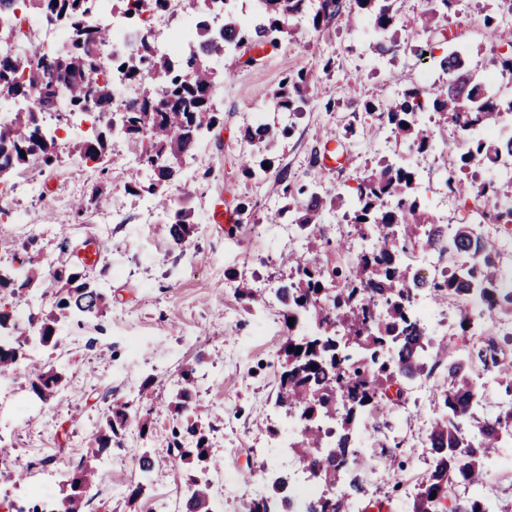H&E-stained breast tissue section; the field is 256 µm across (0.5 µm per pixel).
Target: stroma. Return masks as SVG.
<instances>
[{
    "instance_id": "stroma-1",
    "label": "stroma",
    "mask_w": 512,
    "mask_h": 512,
    "mask_svg": "<svg viewBox=\"0 0 512 512\" xmlns=\"http://www.w3.org/2000/svg\"><path fill=\"white\" fill-rule=\"evenodd\" d=\"M496 7L495 0H457V13L450 18L452 28L460 32L452 49L480 72L494 45L483 18ZM294 27L295 40L268 49L258 64L229 75L217 72L214 104L224 114V125L200 144L192 177L178 176L156 197L153 215H146L141 200L126 190L125 155L140 152L141 143L114 132L108 136V150L121 160L107 172L67 152L57 168L32 164L10 175V182L29 179L38 190L0 199V267L25 274V227L38 225L39 277L34 286L48 310L61 289L48 271L61 234H68L77 257L88 243L100 240L105 248L89 274L111 303L104 317L60 320L62 347L30 348L25 371L11 376L13 399L0 405V442L11 450L6 464L27 468L28 473L20 482L9 473L0 476V512H7L9 500L57 499L60 481L57 476L45 478V470L58 474L92 448L113 392L129 401L132 412L151 421L155 468L145 493L128 504L126 488L138 479L131 445L139 440L137 425H130L126 447L104 456L93 512H166V499L183 493L181 473L168 451L172 415L140 389L149 378L154 393L169 396L181 369L195 363L202 373L195 414L209 432L211 452L223 461L224 512H241L245 501L264 492L265 470L292 465V452L271 435L288 418L276 403L279 349L288 335L283 306L274 300L263 312L247 313L236 288L243 282L268 291L286 281L288 270L280 263L286 250L308 253L324 267L336 262L335 240L345 239L344 252L351 256L360 252L362 240L353 226L337 224V216L344 213L339 207L326 214L325 238L316 248H308L301 236L290 243L276 241L267 227L286 198L275 172L285 168L297 183L350 193L357 177L401 150L386 121L362 112L361 104L378 98L392 101L409 86L427 88L444 80L437 60H420L407 52L375 55L351 16H341L319 32L303 20ZM327 56L334 58L335 68L323 78L306 111L289 117L290 134L270 153L274 172L262 180L244 177L241 165L247 147L242 129L272 117L268 98L289 73L310 69ZM331 98L336 106L328 112L324 105ZM330 143L344 151L345 163L310 166L311 151ZM101 183L106 189L97 205L76 214L74 202L89 197ZM243 199L254 209L241 216L235 229L213 223L216 205L232 209ZM182 205L192 208L197 226L192 243L180 248L168 235L167 220ZM116 210L122 214L118 224L112 221ZM47 365L64 372L68 383L53 404L42 405L32 398L29 382ZM420 380L430 391L407 418L413 437L425 433L435 403L448 387L446 364L436 365ZM361 452L370 460L362 472L365 501L376 505L388 500L389 512H403L428 467L425 448L397 449L403 468L396 489L382 477L378 448L366 445Z\"/></svg>"
}]
</instances>
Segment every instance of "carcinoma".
<instances>
[{"label": "carcinoma", "instance_id": "cac0c4a2", "mask_svg": "<svg viewBox=\"0 0 512 512\" xmlns=\"http://www.w3.org/2000/svg\"><path fill=\"white\" fill-rule=\"evenodd\" d=\"M308 0H262L261 21L249 26L237 18L224 21V28L211 30L200 23L196 41L203 49L183 61L155 57L150 42L167 37L168 32L147 25L149 40L140 42L129 54L113 60L122 70L125 83L137 88L134 97L123 96V85L99 83L93 74L99 68V50L112 40L105 26L89 23L93 0H0V13L16 17L15 38L27 39L30 33L23 22L36 14L45 23L61 25L69 31L70 46L55 55L37 59L19 54L12 47L0 48V102L27 101L26 109L0 123V170L20 168L32 159L51 169L61 161L55 138H47L41 128L42 115L59 111L60 101L69 110H80L93 103L107 115L120 103L122 130L142 141L144 148L138 171L141 177L127 183V191L139 198L158 195L180 172L188 156L195 153L204 133L224 124V113L214 108L215 73L212 58H224L231 71L250 66L256 57L245 58L247 49L277 47L292 37V19L305 13ZM394 0H353L358 16L367 18L377 36L379 52L397 54L402 44L399 30L413 26L393 9ZM439 9L423 21V33L436 43L454 38L452 29L440 24L455 0H436ZM497 12L484 17L490 35H497L504 18H512V0H497ZM347 8L346 0H318L310 19L319 31ZM495 70L512 76V44L506 52H495L490 60ZM320 69L300 70L288 75L271 95L274 111L299 115L308 106L311 89L319 73L330 74L334 61L319 62ZM448 76L446 82L426 90L406 89L401 99L383 110L380 102L366 101L363 109L378 112L387 119L395 137L408 144L426 161L432 136L416 121L420 112H431L454 125L461 134L475 126L495 129L512 116V96L505 97L491 85L480 86L475 71L466 59L452 50L439 59ZM289 134V127L270 122L248 125L242 138L252 147L244 158L243 174L259 178L273 168L267 157L271 145ZM25 155H20V151ZM69 151L92 161L106 156L107 142L97 134L80 140ZM512 156V138L498 141L476 139L473 152L460 156L457 173L448 177L451 192L476 197L490 206L497 224H512V181L499 182L488 177L477 183L465 173L476 164L484 171L499 156ZM419 166H403L389 160L379 169L358 178L356 195L347 207L349 223L359 227L362 238L379 235L385 246L362 249L351 266L319 268L303 256L288 252L290 272L286 291L279 301L286 307L288 338L280 350V375L276 404L288 408L299 422V432L288 444L299 468L322 487L321 495L305 506V512H359L365 493L361 474L348 468L358 464V450L352 436L359 427V413L374 402L400 399L399 385L421 375L426 367L431 339L426 336L411 305L410 285L420 282L404 265L407 246L421 240L453 252L459 259L456 268L440 282L430 285L434 301L449 298L460 302L459 336L473 341L468 356H453L448 347L437 348L435 363L448 361L449 387L438 401L436 417L427 431L430 466L409 502L408 512H497L484 496L487 462L503 443V434L512 438V402L482 420L476 419L479 407L477 367L492 370L505 392L512 393V357L506 348L512 335H480L484 323L512 318V288L502 285L499 252L495 244L467 222L456 225L453 235L435 224L434 216L422 208L414 195ZM284 184V194L304 196L295 207L285 206L279 217L300 225L305 238L315 240L325 213L342 201L331 187L304 186L293 189L288 171L276 172ZM169 234L178 245L195 233L194 215L181 206L169 215ZM69 243L62 238L60 254L50 263L52 275L62 284L54 309L37 311L33 330L40 343L53 350L61 346L57 323L71 315L104 316L107 295L88 281L87 266H78L68 257ZM37 279L34 270L22 282L0 269V293L18 294ZM30 336L11 323L9 313L0 312V376L13 374L26 359ZM302 351L297 352L295 348ZM65 375L55 367L41 370L30 382L34 397L50 403L64 389ZM197 388V369L181 371L169 408L179 420L172 430L169 445L173 462L181 470L185 484L181 512H213L214 502L208 471L222 467V461L209 451L208 432L198 424L192 407ZM131 413L129 402L112 398L104 417L103 429L95 446L77 462L69 464L60 485L61 497L53 502H30L18 512H87L89 496L99 478V458L112 445H121L122 432ZM139 481L128 487L127 498L136 500L145 489L154 469L147 450L137 453ZM290 476L275 472L267 478L265 492L245 505V512H293L284 492ZM467 491L460 498L455 489Z\"/></svg>", "mask_w": 512, "mask_h": 512}]
</instances>
